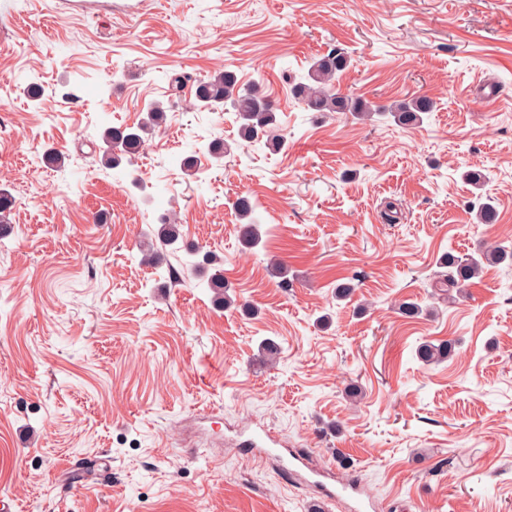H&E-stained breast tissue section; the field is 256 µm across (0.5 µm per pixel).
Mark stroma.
I'll return each mask as SVG.
<instances>
[{
    "instance_id": "1",
    "label": "stroma",
    "mask_w": 512,
    "mask_h": 512,
    "mask_svg": "<svg viewBox=\"0 0 512 512\" xmlns=\"http://www.w3.org/2000/svg\"><path fill=\"white\" fill-rule=\"evenodd\" d=\"M91 3L0 0V188L14 195L0 497L14 512H310L320 493H293L255 457L267 430L333 483L360 482L371 512H512V266L486 267L449 305L431 289L444 252L512 244V0ZM334 49L351 57L341 94L426 95L435 111L415 127L313 119L288 78ZM224 68L269 95L287 148L247 149L234 113L193 110L198 81ZM175 73L188 77L176 97ZM152 100L171 104L166 125L133 163L105 168L102 131ZM216 139L222 163L183 168ZM51 147L62 166L43 162ZM471 169L487 173L482 189L463 180ZM240 196L258 203L251 250ZM482 199L497 223H476ZM162 212L223 259L230 295L256 315L217 308L202 277L170 279L184 252L140 235ZM148 248L161 264L140 265ZM355 275L336 300L333 281ZM405 299L424 314L405 321ZM266 338L277 363L259 352ZM438 339L454 356L422 366L416 346ZM235 213L238 217L239 240L247 249L257 247L262 240L260 223L254 217L255 204L248 197H239L234 202Z\"/></svg>"
}]
</instances>
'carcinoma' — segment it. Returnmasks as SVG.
Segmentation results:
<instances>
[{"label": "carcinoma", "instance_id": "1", "mask_svg": "<svg viewBox=\"0 0 512 512\" xmlns=\"http://www.w3.org/2000/svg\"><path fill=\"white\" fill-rule=\"evenodd\" d=\"M349 65L348 54L336 49L314 59L305 75L292 80L290 91L293 97L314 112H348L363 121H372L376 116H390L403 126L420 124L424 115L435 110V101L427 96L377 106L361 97L336 93V78ZM192 106L198 110L233 111L239 122V137L250 145L263 141L278 150L286 145L285 136L272 135L277 126V115L276 109L268 104V95L256 84H240L236 72L232 70L224 69L198 83ZM144 112V117L135 126H111L104 130L101 136L102 158L107 165L116 168L122 160H130L139 154L148 135L165 124L168 108L158 102H150ZM234 209L239 220V240L248 249L257 247L262 235L260 223L254 217L255 204L248 197H239L234 202ZM153 235L166 246L177 245L181 238L180 225L174 216L164 214L157 220V229ZM187 253L191 260L186 265L191 272H204L218 264L216 255L200 247L192 246L187 249ZM505 261L512 262V246L501 243L488 244L465 259L450 252L445 253L439 258L438 265L446 269V272L441 274L433 287L448 289V302L453 303L466 294V288L480 275L484 266ZM206 288L211 291L212 302L218 308L251 312L249 305L237 304L228 294L230 284L224 279L221 270L208 276ZM395 311L401 317L412 320L419 317L424 309L415 301L403 300L395 305ZM454 349L455 343L451 340L425 341L416 348L415 357L426 366L437 365L451 358Z\"/></svg>", "mask_w": 512, "mask_h": 512}]
</instances>
